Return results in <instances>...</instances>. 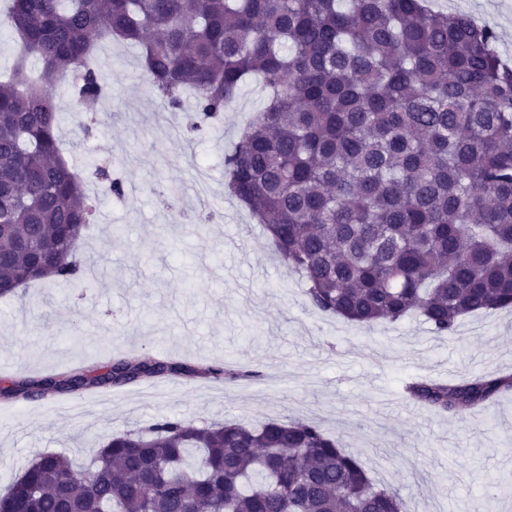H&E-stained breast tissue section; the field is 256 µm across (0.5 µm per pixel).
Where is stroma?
I'll return each mask as SVG.
<instances>
[{
    "mask_svg": "<svg viewBox=\"0 0 512 512\" xmlns=\"http://www.w3.org/2000/svg\"><path fill=\"white\" fill-rule=\"evenodd\" d=\"M494 28L512 52V0H429ZM108 94L91 133L56 88L63 151L97 190L105 167L137 193L102 195L77 254L97 277L61 288L45 280L0 297V362L21 378L88 367L121 354L191 365H235L250 378L151 379L105 392L0 401V494L35 455L89 463L113 433L164 417L196 426L268 419L318 424L371 479L408 498L411 512H512V393L439 416L409 401L414 377L459 380L512 373V308L463 317L436 336L419 316L366 327L312 309L305 285L262 225L224 191V155L260 109L250 81L222 123L159 129L161 108L138 49L104 44Z\"/></svg>",
    "mask_w": 512,
    "mask_h": 512,
    "instance_id": "obj_1",
    "label": "stroma"
}]
</instances>
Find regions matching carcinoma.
<instances>
[{"instance_id":"1","label":"carcinoma","mask_w":512,"mask_h":512,"mask_svg":"<svg viewBox=\"0 0 512 512\" xmlns=\"http://www.w3.org/2000/svg\"><path fill=\"white\" fill-rule=\"evenodd\" d=\"M21 43L0 81V280H80L74 250L97 204L61 152L59 76L92 112L102 41L140 47L188 129L219 123L252 78L266 98L224 155L230 196L266 226L312 308L362 326L411 314L451 336L467 314L512 308V67L498 35L425 0H11ZM42 64L38 76L28 58ZM104 192L121 181L105 168ZM243 373L125 355L0 387L11 401L120 378ZM408 396L457 415L512 392V373L421 379ZM0 512H410L314 422L164 418L116 433L87 466L32 459Z\"/></svg>"}]
</instances>
